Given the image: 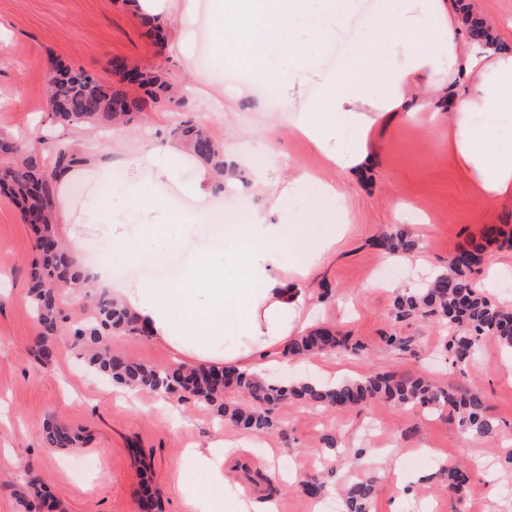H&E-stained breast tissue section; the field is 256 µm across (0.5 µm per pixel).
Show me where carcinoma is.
<instances>
[{"label": "carcinoma", "mask_w": 512, "mask_h": 512, "mask_svg": "<svg viewBox=\"0 0 512 512\" xmlns=\"http://www.w3.org/2000/svg\"><path fill=\"white\" fill-rule=\"evenodd\" d=\"M145 35L162 43L165 32L158 19L140 15ZM115 83H106L62 61L52 63L48 106L59 127L93 128L112 126L124 129L137 123L153 105L173 102L179 94L171 83L150 70H140L122 58L112 60ZM170 135L197 160L224 174V157L219 144L208 131L189 119L179 121ZM50 157L53 172L61 174L86 158L78 149L60 145L53 138L44 151L29 149L24 143L0 135V157L5 159L0 190L22 205V218L32 226L36 238V258L28 276V295L38 321L42 342L39 354L53 356L52 339L61 333L67 316L58 289L80 288L83 280L72 257L55 231L54 179L43 171V160ZM499 227H488L483 241L459 249L448 257L447 271L433 278L425 288L399 292L393 301L396 318L419 314L434 316L448 324L451 336L445 345L448 361L463 367L473 356L480 340L491 337L507 351H512V309L492 301L485 289L468 284L469 275L481 264L484 243L500 237ZM376 245L387 253H412L418 242L404 229L376 238ZM138 331L130 312L107 293L93 298V316L73 328L75 342L82 348L89 367L127 387L159 391L173 395L191 388L196 399L211 407L215 417L228 420L254 434L269 433L277 427L271 410L283 401L294 399L310 407L346 409L371 400H385L400 408L421 407L428 412L447 408L469 441L487 442L498 437L501 424L487 414L484 396L475 391L444 389L423 378L377 373L365 379L317 382L297 379L280 383L258 375L224 373L183 367L156 368L132 362L99 346L103 331ZM363 349L359 343L327 326H317L288 344V354L302 356L324 351ZM240 393L237 401H224V391ZM42 439L49 449L71 448L79 436L48 419L43 423ZM448 493L462 499L470 473L460 465H450L439 472ZM22 506L36 512L53 506L37 476L29 474L14 490ZM375 497V480L370 476L350 482L343 491L347 512H369Z\"/></svg>", "instance_id": "1"}]
</instances>
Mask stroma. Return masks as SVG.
<instances>
[{
  "mask_svg": "<svg viewBox=\"0 0 512 512\" xmlns=\"http://www.w3.org/2000/svg\"><path fill=\"white\" fill-rule=\"evenodd\" d=\"M197 21L181 28L165 20L167 39L157 46L144 34L139 13L129 0H0V134L31 137L51 126L47 82L52 61L111 81L108 63L120 57L158 69L169 81L187 85L181 104L150 109L145 120L121 133L102 128L82 132L81 143L116 136L112 169L106 177H80V193H67L65 207L75 222L93 213L96 223H140L133 199L124 188L149 185L159 163L146 142L149 134L164 136L183 116L204 126L224 150L225 161L248 175L246 159L275 142L277 163L287 171L308 170L342 187L348 196L351 226L335 255L310 284L314 323L334 326L362 350L352 355L319 353L304 361L271 365L276 380L299 376L321 378L323 370L337 378L390 371L405 377H427L441 386L459 385L484 395L488 413L512 424V359L498 342L484 339L473 363L464 371L450 368L438 356L448 329L432 317L396 318L392 303L397 290L416 288L423 277L448 266L460 247L480 240L486 226L512 230V201L479 204L467 179L448 153L447 125L396 118L377 136L375 163L363 174L336 171L307 142L292 138L287 100L267 101L261 89L249 90L243 79H228V67L210 54L205 68L197 57L207 44L199 31L208 24L213 0H195ZM405 199L415 221L394 219L392 204ZM406 229L419 242L427 264L418 270L389 264L375 245L383 233ZM485 256L500 262L497 274L480 265L475 280L490 297L512 303V244L498 242ZM35 257L34 237L17 204L0 194V512H23L12 481L34 471L47 486L56 512H141L139 490L150 478L162 491L163 512H184L180 474L190 473L187 448L216 439L243 438L244 445L227 459L260 463L273 456L276 470L295 473L297 481L277 486L279 512H311L312 497L299 482L318 476L325 485L321 512H336L339 493L356 473L374 477V512H512V432L486 443L466 442L448 412L422 413L385 401L336 411L319 410L288 400L277 405V427L257 438L241 436L231 422H217L203 403L187 397L181 421L171 424L156 407L158 396L138 391L126 400L109 380L90 371L80 358L71 333L57 336L54 355L43 360L35 340L40 332L27 295V273ZM404 341L402 349L386 346L387 336ZM105 345L125 358L146 365L171 366L172 355L151 337L112 332ZM55 415L90 439L64 450L65 465L42 442V423ZM336 447L323 443L325 436ZM356 448H400L402 488L385 475L382 459L361 470L342 466ZM468 467L472 478L463 500L451 497L435 479L434 456Z\"/></svg>",
  "mask_w": 512,
  "mask_h": 512,
  "instance_id": "1",
  "label": "stroma"
}]
</instances>
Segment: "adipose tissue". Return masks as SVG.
<instances>
[{
  "instance_id": "ef3b65f1",
  "label": "adipose tissue",
  "mask_w": 512,
  "mask_h": 512,
  "mask_svg": "<svg viewBox=\"0 0 512 512\" xmlns=\"http://www.w3.org/2000/svg\"><path fill=\"white\" fill-rule=\"evenodd\" d=\"M468 23L449 0H239L232 11L215 10L212 45L227 66L261 81L272 46L283 44L288 68L279 87L293 112L291 132L338 171L363 173L374 161L377 128L415 108L433 121L450 118L448 148L482 200L512 199V51L465 39ZM307 36L338 46L331 66L308 56ZM156 150L165 162L136 198L146 222L135 230L110 224L104 233L126 263H138L142 239L155 238L183 254L181 268L127 284L84 264L82 276L111 289L187 365L265 374L266 359L311 324L309 282L350 222L346 194L307 172L285 177L248 159L264 206L240 221L225 217L229 235L196 245L194 225L166 209L161 189L185 180L203 216L215 185L203 173L185 174L177 144ZM234 448L225 442L216 456L189 449L185 512H278L275 496L236 495L235 474L224 465Z\"/></svg>"
}]
</instances>
